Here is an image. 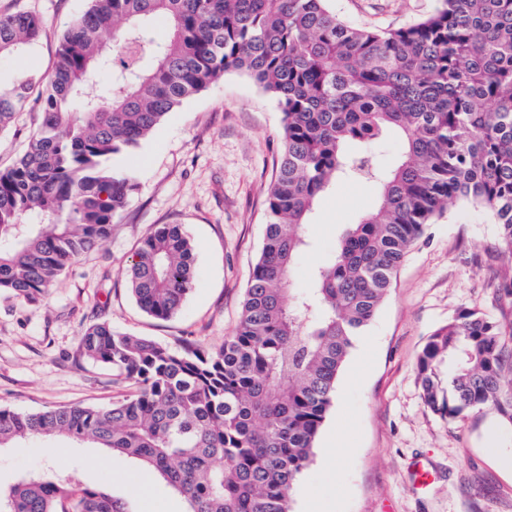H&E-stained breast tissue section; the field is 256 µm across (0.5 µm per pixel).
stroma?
Listing matches in <instances>:
<instances>
[{"label":"stroma","mask_w":512,"mask_h":512,"mask_svg":"<svg viewBox=\"0 0 512 512\" xmlns=\"http://www.w3.org/2000/svg\"><path fill=\"white\" fill-rule=\"evenodd\" d=\"M438 0H330L350 25L395 28L434 11ZM87 0H0V13L32 10L42 35L22 57L0 59V82L22 71L48 74L58 62L61 35ZM39 125L35 107L0 134V167L20 157ZM283 142L276 101L249 77L227 73L173 109L133 152L115 156L116 173L137 187L110 237L79 256L49 292L34 301L0 293V405L21 412L51 406L109 405L129 394L111 367L79 353L82 329L96 320L135 336L177 347L191 341L221 345L235 327L267 221V189ZM373 184L340 180L316 205L309 248L292 280L306 289L315 267L333 255L344 225L372 210ZM180 224L196 257L192 288L168 320L141 311L125 267L155 225ZM507 259L497 226L467 205L449 207L428 225L401 265L377 314L355 341L340 373L336 398L317 438L313 460L291 491L292 512H512V426L490 410L452 419L424 403L416 359L428 337L461 310L502 323L512 308L500 299L498 277ZM435 469L417 489L414 459ZM55 470L84 485L107 482L128 512H183V499L162 480L145 482L136 462L96 448L44 447L34 441L0 450V488L27 473Z\"/></svg>","instance_id":"35a3bbf8"}]
</instances>
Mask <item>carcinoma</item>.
I'll use <instances>...</instances> for the list:
<instances>
[{
  "instance_id": "cac0c4a2",
  "label": "carcinoma",
  "mask_w": 512,
  "mask_h": 512,
  "mask_svg": "<svg viewBox=\"0 0 512 512\" xmlns=\"http://www.w3.org/2000/svg\"><path fill=\"white\" fill-rule=\"evenodd\" d=\"M329 0H88L49 75L0 87V134L37 93L41 123L0 169V292L44 295L102 244L136 183L109 165L229 71L277 102L284 144L268 189L261 252L224 343L173 348L105 322L80 338L132 394L106 406H0V448L30 438L104 448L152 469L187 512H292L355 339L426 227L462 203L491 216L509 258L512 305V0H441L396 29L351 26ZM168 22L157 41L150 21ZM42 19L0 14V57L36 43ZM403 143L381 173L366 146ZM340 179L379 187L378 206L341 233L307 290L292 266L316 203ZM195 274L179 224L153 227L126 269L140 308L177 314ZM425 404L443 418L488 408L512 425V326L463 310L417 357ZM0 512H125L106 487L33 473L0 489Z\"/></svg>"
}]
</instances>
